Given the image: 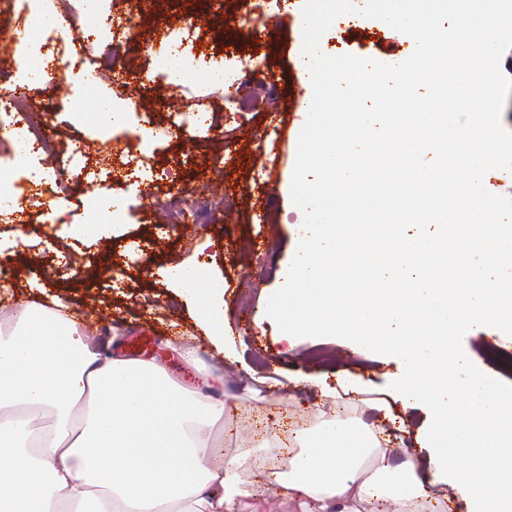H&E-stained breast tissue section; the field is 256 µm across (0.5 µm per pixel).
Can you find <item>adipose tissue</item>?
I'll return each mask as SVG.
<instances>
[{
  "mask_svg": "<svg viewBox=\"0 0 512 512\" xmlns=\"http://www.w3.org/2000/svg\"><path fill=\"white\" fill-rule=\"evenodd\" d=\"M383 2L386 25L412 35L408 58L379 71L368 58L331 60L307 40L304 149L297 178L310 218L274 307L288 336H352L403 365L392 398L428 407L430 478L388 462L390 435L338 417L293 434L288 471L252 474L249 452L212 464L224 403L189 389L151 359L96 351L63 301L0 317V512H232L262 489L303 512H427L441 482L469 512H512V391L467 374L459 346L472 325L512 328V222L484 190L485 126L499 108V46L490 23L512 0H344L323 17L363 22ZM424 111L407 112L421 82ZM385 111H377V104ZM471 127L455 132L456 111ZM391 138L401 171L385 193L357 188L348 156ZM430 163H422V156ZM481 254V269L449 263ZM213 342L223 320L203 270L173 268Z\"/></svg>",
  "mask_w": 512,
  "mask_h": 512,
  "instance_id": "adipose-tissue-1",
  "label": "adipose tissue"
}]
</instances>
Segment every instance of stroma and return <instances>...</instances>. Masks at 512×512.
I'll return each mask as SVG.
<instances>
[{
    "instance_id": "1",
    "label": "stroma",
    "mask_w": 512,
    "mask_h": 512,
    "mask_svg": "<svg viewBox=\"0 0 512 512\" xmlns=\"http://www.w3.org/2000/svg\"><path fill=\"white\" fill-rule=\"evenodd\" d=\"M255 0H147L140 42L122 46L117 67L101 80L97 95L109 96L117 87L128 90L126 104L147 109L155 135L151 165L173 170L183 187L216 202L211 222H187L182 235L159 223L158 205L168 197L169 185L160 181L141 185L137 196L120 191L126 171L112 150L111 135L102 134L99 116L92 112L48 110L49 99L78 98L82 87L67 67L57 70L51 84L33 85L29 121L59 145L80 140L85 163L107 170V177L73 182L68 198L55 201L56 221L44 223L35 187L22 170L5 167L0 178L24 200L9 218L0 217V257L17 270L15 283L0 294V315L24 306L67 299L77 311V323L99 346L129 356L152 359L187 386L209 375L223 377L214 389L227 407L236 409V434L225 436L224 453L248 450L274 457L273 444L252 438L249 412H261L270 432L282 433L287 424L318 426L334 414L320 384L336 385L353 377L363 392L345 397L348 415L368 425L388 426L383 414L371 409L375 400L390 397L401 364L393 354L372 353L344 336L304 333L285 342L284 326L271 303L284 288L301 227L296 212L302 191L295 180L303 149L307 115L301 107L305 82L295 58L306 38L317 39L334 56L401 59L413 48L410 35L388 29L379 11H371L358 27L314 23L318 0H282L261 31L244 25ZM189 16L203 17L186 49L203 56L222 53L225 67L241 59L261 62L265 76L278 91L275 107L254 100L243 112L229 113L224 99L235 96L232 86L212 85L203 70L184 83V93L171 97L155 75L161 58L151 43L167 41ZM171 100L205 110L213 129L208 133L178 132L170 127L169 112L158 105ZM505 155L493 156V180L505 205L512 207V75L502 74L499 113L494 127ZM222 170H215V159ZM102 197L120 210L116 222L92 221V202ZM25 228L18 238L17 228ZM176 266L203 269L224 284V332L234 339V360H227L208 341L196 303L164 278ZM195 350L196 364H186L179 348ZM492 348H512V335L492 323L475 326L461 350L467 370L497 379L512 388V371H502L486 358ZM404 430L392 444L391 462L411 456L427 462L431 451L420 438L432 424L430 413L414 405L393 404Z\"/></svg>"
}]
</instances>
